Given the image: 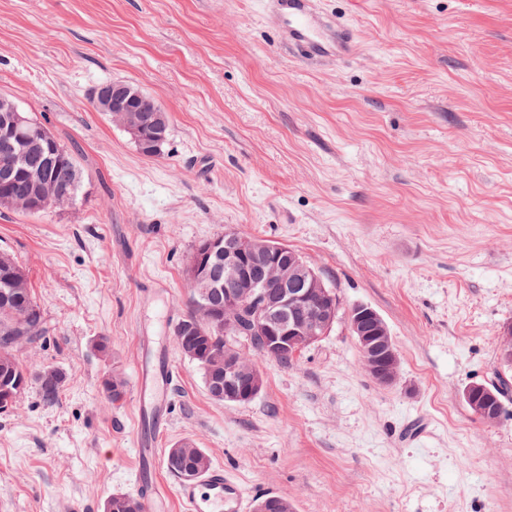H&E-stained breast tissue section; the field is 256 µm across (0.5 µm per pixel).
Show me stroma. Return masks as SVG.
I'll use <instances>...</instances> for the list:
<instances>
[{
    "label": "stroma",
    "mask_w": 512,
    "mask_h": 512,
    "mask_svg": "<svg viewBox=\"0 0 512 512\" xmlns=\"http://www.w3.org/2000/svg\"><path fill=\"white\" fill-rule=\"evenodd\" d=\"M260 2L0 0V95L85 175L76 205L0 208L46 326L15 356L65 374L55 403L33 384L0 413V512L136 492L135 370L157 352L177 371L159 454L195 442L248 506L512 512V393L494 423L464 400L512 383V0H321L362 42L319 63L289 55ZM109 80L168 113L159 155L92 108ZM228 229L301 253L342 311L376 309L397 384L368 376L342 319L290 365L259 360L253 402L212 400L169 327L196 246ZM487 388L484 384H472L470 385L466 390H465V393H464V397L466 399V402L471 405L472 407L469 406V408L472 410V412L474 414H478L480 416H478L479 418H481L482 420H486L488 422H494L495 420H497V415H496V412L495 410L493 409H489L488 407L486 406H482L480 405L478 402H477V395L478 394H486L487 392ZM484 418H482V417ZM484 420V421H485Z\"/></svg>",
    "instance_id": "1"
}]
</instances>
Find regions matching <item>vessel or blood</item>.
I'll list each match as a JSON object with an SVG mask.
<instances>
[{
	"mask_svg": "<svg viewBox=\"0 0 512 512\" xmlns=\"http://www.w3.org/2000/svg\"><path fill=\"white\" fill-rule=\"evenodd\" d=\"M262 17L279 33L294 57L308 61L350 59L358 53V32L341 17L319 10L317 0H263ZM174 374L159 361L138 368L140 421L163 423ZM138 473L144 491L145 512H167L166 493L157 484L154 448H142ZM176 496L183 512H244L245 501L233 477L216 466L191 482L180 483Z\"/></svg>",
	"mask_w": 512,
	"mask_h": 512,
	"instance_id": "b4317fda",
	"label": "vessel or blood"
}]
</instances>
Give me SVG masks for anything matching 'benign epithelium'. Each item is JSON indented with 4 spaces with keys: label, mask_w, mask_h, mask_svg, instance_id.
I'll return each instance as SVG.
<instances>
[{
    "label": "benign epithelium",
    "mask_w": 512,
    "mask_h": 512,
    "mask_svg": "<svg viewBox=\"0 0 512 512\" xmlns=\"http://www.w3.org/2000/svg\"><path fill=\"white\" fill-rule=\"evenodd\" d=\"M131 87L97 86L91 101L112 120L129 130L141 153L151 156L154 136L149 129L163 120L162 109L147 103L128 109ZM45 139L41 130L29 127L16 105L0 112V151L14 164L0 171L12 178L24 164L28 151ZM189 290L198 296L196 321L224 332V356L203 357L207 371V393L226 404H246L264 388V376L248 355V343L257 340L270 360L295 358L320 342L335 323L336 301L331 298L316 271L284 243L257 241L236 230L224 232V243L205 240L197 245L186 268ZM347 323L361 350L364 367L380 385L398 379L399 356L380 314L364 304L353 306ZM11 375H0V412L13 405ZM487 392L483 384H472L464 393L466 402L486 421L497 420L495 410L477 402ZM255 512H293L283 498H268Z\"/></svg>",
    "instance_id": "7a95c632"
}]
</instances>
